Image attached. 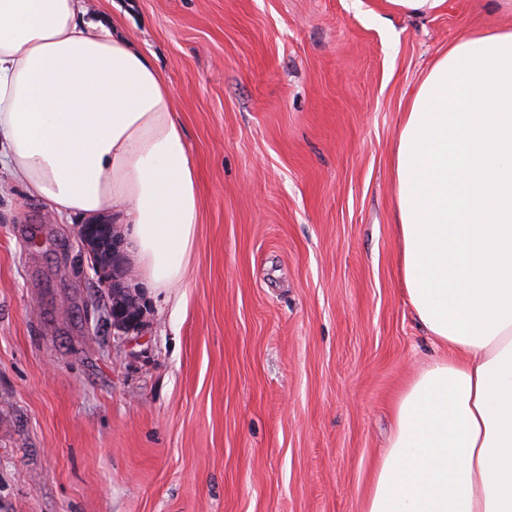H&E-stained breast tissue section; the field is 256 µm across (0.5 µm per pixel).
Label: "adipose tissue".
I'll list each match as a JSON object with an SVG mask.
<instances>
[{"mask_svg":"<svg viewBox=\"0 0 512 512\" xmlns=\"http://www.w3.org/2000/svg\"><path fill=\"white\" fill-rule=\"evenodd\" d=\"M0 168L57 217H116L150 287L182 281L200 200L174 93L83 0H0ZM393 174L404 290L448 355L401 395L366 512H512V28L449 44Z\"/></svg>","mask_w":512,"mask_h":512,"instance_id":"adipose-tissue-1","label":"adipose tissue"}]
</instances>
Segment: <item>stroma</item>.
Masks as SVG:
<instances>
[{"instance_id": "35a3bbf8", "label": "stroma", "mask_w": 512, "mask_h": 512, "mask_svg": "<svg viewBox=\"0 0 512 512\" xmlns=\"http://www.w3.org/2000/svg\"><path fill=\"white\" fill-rule=\"evenodd\" d=\"M175 92L200 222L182 283L99 268L0 170V512H364L438 355L399 277L392 154L484 0H90ZM119 284L137 330L103 326ZM445 0H387L391 9L408 16H425L437 9Z\"/></svg>"}]
</instances>
